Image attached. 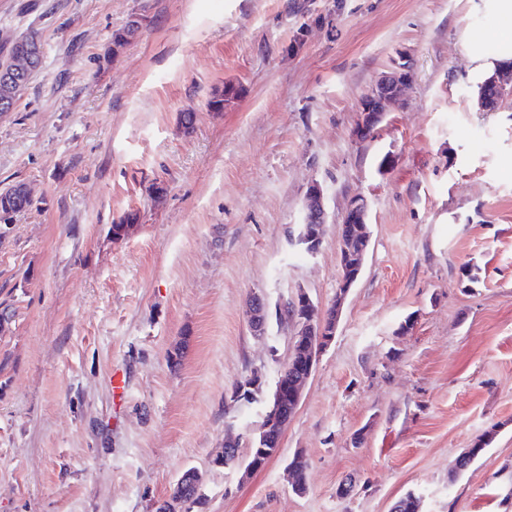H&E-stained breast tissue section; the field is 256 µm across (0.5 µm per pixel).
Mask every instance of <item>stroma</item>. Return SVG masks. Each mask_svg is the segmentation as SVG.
<instances>
[{"label":"stroma","mask_w":512,"mask_h":512,"mask_svg":"<svg viewBox=\"0 0 512 512\" xmlns=\"http://www.w3.org/2000/svg\"><path fill=\"white\" fill-rule=\"evenodd\" d=\"M290 2L0 0V43L33 29L44 46L0 113V190L34 199L0 223V512H156L193 467L183 512H391L409 494L421 512H512V98L479 110L460 42L498 24L469 0ZM134 14L139 34L100 65ZM402 52L403 107L357 140L361 98ZM227 81L240 97L210 108ZM313 182L328 222L311 257L288 230ZM357 194L366 263L279 452L246 477L214 464L261 421L294 334L255 336L249 297L302 288L329 307ZM129 209L140 221L112 239ZM253 373L263 393L232 402Z\"/></svg>","instance_id":"35a3bbf8"}]
</instances>
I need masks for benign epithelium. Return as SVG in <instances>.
Here are the masks:
<instances>
[{
  "mask_svg": "<svg viewBox=\"0 0 512 512\" xmlns=\"http://www.w3.org/2000/svg\"><path fill=\"white\" fill-rule=\"evenodd\" d=\"M31 66H22L12 58L9 67H0V78L8 83L22 86L20 77L28 73ZM413 80L410 57L399 54L392 68L384 72L371 90L365 94L358 107V117L354 136L361 140L375 133L385 119L389 108L403 96ZM305 214L309 223L297 225L296 232L290 234L295 245L307 254L315 255L323 242L324 226L327 214L324 204V191L317 182L311 183L304 194ZM368 202L365 197L355 195L348 201L339 225L340 241L337 259L341 268V279L336 293V301L326 310L300 288L290 297L278 302L275 312L261 294H253L247 311L248 321L258 336L266 335L264 316L275 315L276 321L291 322L296 327L293 343L286 364L292 374L288 380L276 387L270 398L263 424L260 427L262 441L274 443L279 447L282 432L289 418L283 414V403H288V411H296L303 387L311 378L319 354L325 350L336 336L342 306L350 288L359 279L367 258L370 242Z\"/></svg>",
  "mask_w": 512,
  "mask_h": 512,
  "instance_id": "1",
  "label": "benign epithelium"
}]
</instances>
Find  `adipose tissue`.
Masks as SVG:
<instances>
[{
	"label": "adipose tissue",
	"instance_id": "1",
	"mask_svg": "<svg viewBox=\"0 0 512 512\" xmlns=\"http://www.w3.org/2000/svg\"><path fill=\"white\" fill-rule=\"evenodd\" d=\"M475 12L498 19L497 30L487 38H463L462 47L469 62L468 75L483 83L512 64V0H472Z\"/></svg>",
	"mask_w": 512,
	"mask_h": 512
}]
</instances>
